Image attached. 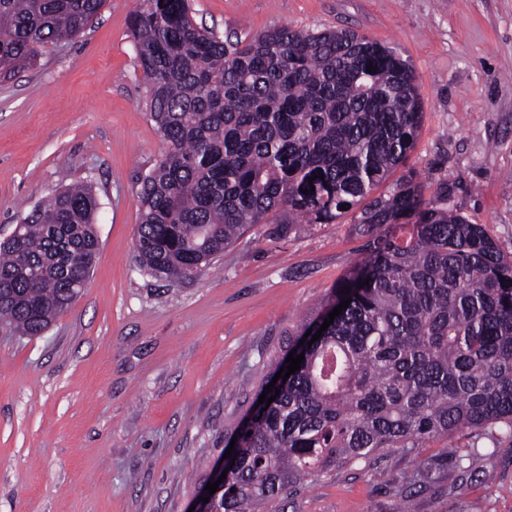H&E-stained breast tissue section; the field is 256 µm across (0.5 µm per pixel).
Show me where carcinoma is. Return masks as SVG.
Instances as JSON below:
<instances>
[{"instance_id": "carcinoma-1", "label": "carcinoma", "mask_w": 512, "mask_h": 512, "mask_svg": "<svg viewBox=\"0 0 512 512\" xmlns=\"http://www.w3.org/2000/svg\"><path fill=\"white\" fill-rule=\"evenodd\" d=\"M103 3L0 0V81L39 47L83 34ZM129 28L164 144L138 195L144 271L189 280L257 224L279 235L355 212L367 237L270 357L267 380L330 306L352 299L269 392L275 401L237 427L210 512H273L334 467L415 454L489 422L512 437V257L448 206L444 186L428 197L407 175L376 193L421 126L412 65L352 30L224 37L195 22L189 0H140ZM97 209L90 187L67 186L0 242L1 324L38 336L71 305L99 251ZM453 454L465 471L480 456Z\"/></svg>"}]
</instances>
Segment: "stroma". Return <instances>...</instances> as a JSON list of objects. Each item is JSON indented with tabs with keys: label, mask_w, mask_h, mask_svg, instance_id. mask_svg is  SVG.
Wrapping results in <instances>:
<instances>
[{
	"label": "stroma",
	"mask_w": 512,
	"mask_h": 512,
	"mask_svg": "<svg viewBox=\"0 0 512 512\" xmlns=\"http://www.w3.org/2000/svg\"><path fill=\"white\" fill-rule=\"evenodd\" d=\"M106 0L77 39L41 48L0 83V240L73 183L99 203V254L72 306L43 335L0 324V512H188L203 463L230 445L285 331L362 257L351 217L260 224L196 278L137 264L140 178L163 143L145 107L128 20ZM218 34L352 29L412 63L424 104L399 175L486 225L512 255V0H191ZM485 458L473 474L455 448ZM421 466L416 512H512V438L494 424L428 441L418 455L329 471L285 512H398Z\"/></svg>",
	"instance_id": "stroma-1"
}]
</instances>
